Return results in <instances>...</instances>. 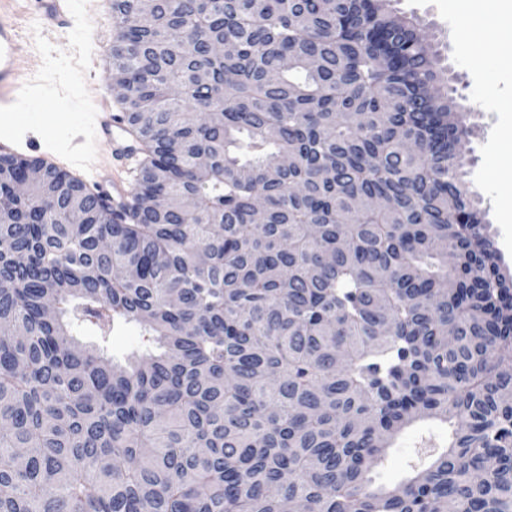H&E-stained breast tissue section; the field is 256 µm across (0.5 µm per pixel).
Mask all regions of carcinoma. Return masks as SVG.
Instances as JSON below:
<instances>
[{"mask_svg":"<svg viewBox=\"0 0 512 512\" xmlns=\"http://www.w3.org/2000/svg\"><path fill=\"white\" fill-rule=\"evenodd\" d=\"M112 23L128 199L0 156V512H512V275L437 47L392 0H112ZM424 419L448 445L373 487ZM141 330L135 323L123 324L111 336V351L114 358L122 360L132 352L142 348L145 342Z\"/></svg>","mask_w":512,"mask_h":512,"instance_id":"cac0c4a2","label":"carcinoma"}]
</instances>
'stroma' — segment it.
Wrapping results in <instances>:
<instances>
[{
	"instance_id": "35a3bbf8",
	"label": "stroma",
	"mask_w": 512,
	"mask_h": 512,
	"mask_svg": "<svg viewBox=\"0 0 512 512\" xmlns=\"http://www.w3.org/2000/svg\"><path fill=\"white\" fill-rule=\"evenodd\" d=\"M72 24L37 40H23L19 52L36 63L39 94L23 104L18 120L0 116V133L19 143L17 153L73 157L82 164L78 177L94 186L111 176L118 163L96 136L102 98H114L102 39L112 35L111 16L99 15L97 0H72ZM398 11L415 15L453 76L472 133L464 144L467 186L490 227L504 271L512 272V62L486 58L463 47L457 37V0H396ZM449 425L422 421L405 428L381 465L373 485L390 488L404 482L422 440L445 445Z\"/></svg>"
}]
</instances>
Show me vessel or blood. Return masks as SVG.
<instances>
[{
	"mask_svg": "<svg viewBox=\"0 0 512 512\" xmlns=\"http://www.w3.org/2000/svg\"><path fill=\"white\" fill-rule=\"evenodd\" d=\"M29 10L25 0H0V105L20 104L27 66L16 52L26 23H33L45 35L66 27L72 13V0H35ZM101 139L113 156L122 161L133 159L137 151L124 127L112 119L101 123Z\"/></svg>",
	"mask_w": 512,
	"mask_h": 512,
	"instance_id": "vessel-or-blood-1",
	"label": "vessel or blood"
}]
</instances>
